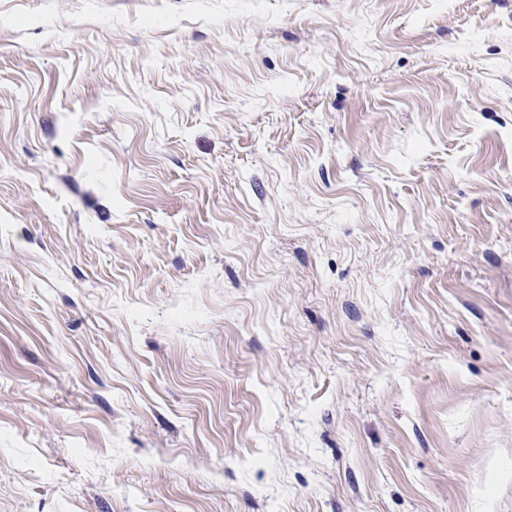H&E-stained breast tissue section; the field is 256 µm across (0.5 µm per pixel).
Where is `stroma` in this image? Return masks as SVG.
Returning a JSON list of instances; mask_svg holds the SVG:
<instances>
[{"mask_svg":"<svg viewBox=\"0 0 512 512\" xmlns=\"http://www.w3.org/2000/svg\"><path fill=\"white\" fill-rule=\"evenodd\" d=\"M0 512H512V0H0Z\"/></svg>","mask_w":512,"mask_h":512,"instance_id":"35a3bbf8","label":"stroma"}]
</instances>
